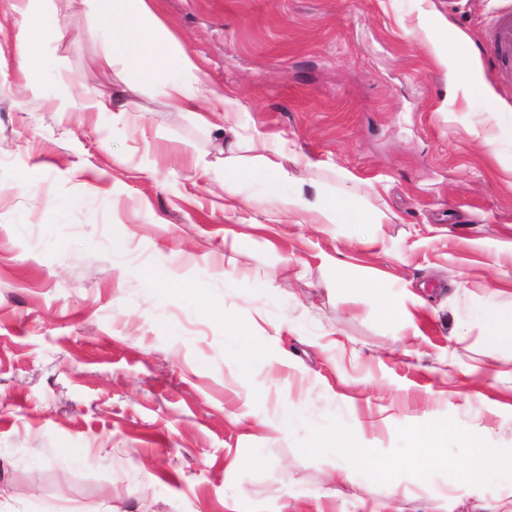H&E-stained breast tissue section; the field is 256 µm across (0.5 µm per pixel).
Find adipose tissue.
<instances>
[{"label":"adipose tissue","instance_id":"ef3b65f1","mask_svg":"<svg viewBox=\"0 0 512 512\" xmlns=\"http://www.w3.org/2000/svg\"><path fill=\"white\" fill-rule=\"evenodd\" d=\"M111 3L112 33L106 38L107 47L103 54L95 61L99 71L121 74L133 58L140 61L142 73L148 79L153 78L159 69H171L173 75L164 84L169 106L191 113L195 122L203 127L209 128L214 122H221L224 135L230 142L224 168L236 172L237 177L225 181L227 196H237L242 182L258 174L270 173L280 181H291L290 172L281 162L285 155L284 147H277L268 155L253 153L254 138L242 131L237 99L224 96L199 77L198 65L178 48L175 36L159 14L156 0H111ZM13 10L18 16L14 53L19 70L26 73L47 64L48 50L61 39L62 32L50 0H15ZM434 54L445 68L449 84L463 98L480 96L486 111H499L498 97L483 78L478 56L452 57L440 47L435 48ZM289 213L304 215L309 224H361L365 221L363 211L342 190L329 196L319 190L310 196L300 192L282 196L264 211L267 221L273 224L280 223ZM406 432L417 442V450L406 459V466L421 473L436 467L450 470L458 478V491H466L470 486L481 483L498 463L497 449L465 436L460 439L467 449L465 459L438 453L437 445L447 437V427L411 425Z\"/></svg>","mask_w":512,"mask_h":512}]
</instances>
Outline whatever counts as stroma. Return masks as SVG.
<instances>
[{
	"mask_svg": "<svg viewBox=\"0 0 512 512\" xmlns=\"http://www.w3.org/2000/svg\"><path fill=\"white\" fill-rule=\"evenodd\" d=\"M51 72L21 74L0 0V502L12 512H438L444 470L404 466L405 425H447L512 453V346L482 312L512 310V68L491 28L512 0H159L201 76L260 133L314 160L289 183L243 184L236 213L223 133L142 85L89 69L111 24L53 0ZM462 33L502 109L451 96L433 45ZM125 116L86 112V89ZM68 93L69 111L56 108ZM376 224L262 223L274 194L336 169ZM203 281V312L173 290ZM406 311L387 316L386 308ZM232 320L268 349L240 374ZM351 436L372 460L327 495ZM407 492L390 497L377 462ZM460 495V494H457ZM453 512L512 500L491 470Z\"/></svg>",
	"mask_w": 512,
	"mask_h": 512,
	"instance_id": "stroma-1",
	"label": "stroma"
}]
</instances>
